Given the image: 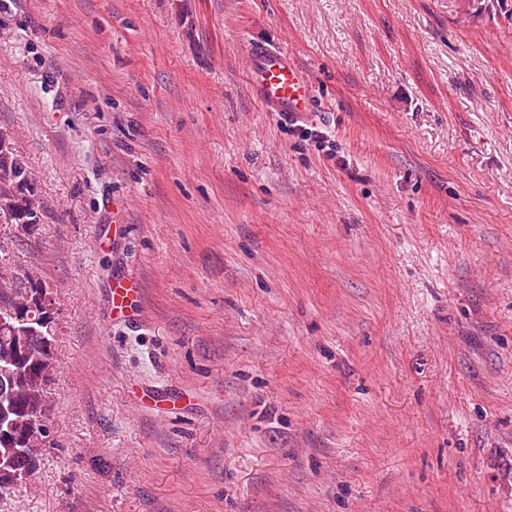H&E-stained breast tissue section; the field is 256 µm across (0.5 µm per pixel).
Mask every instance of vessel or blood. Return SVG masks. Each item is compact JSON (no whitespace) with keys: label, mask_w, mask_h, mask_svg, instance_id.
<instances>
[{"label":"vessel or blood","mask_w":512,"mask_h":512,"mask_svg":"<svg viewBox=\"0 0 512 512\" xmlns=\"http://www.w3.org/2000/svg\"><path fill=\"white\" fill-rule=\"evenodd\" d=\"M248 81L252 95L265 111L295 119L312 111L310 80L287 52L259 42L247 46ZM134 281L122 277L112 285V310L122 313L137 300Z\"/></svg>","instance_id":"1"}]
</instances>
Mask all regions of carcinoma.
<instances>
[{"instance_id":"carcinoma-1","label":"carcinoma","mask_w":512,"mask_h":512,"mask_svg":"<svg viewBox=\"0 0 512 512\" xmlns=\"http://www.w3.org/2000/svg\"><path fill=\"white\" fill-rule=\"evenodd\" d=\"M26 173L28 167L18 154L0 152V212L17 225L42 213L36 190L21 199L15 193L16 179ZM38 286L46 284L28 277L16 288L1 275L0 315L1 306L26 299ZM55 335L53 320L34 334L23 327L15 333L0 330V387L6 384L14 391L11 399L0 396V490L19 484L14 472L30 475L40 464L48 436L39 433V421H49L46 397L55 368Z\"/></svg>"}]
</instances>
